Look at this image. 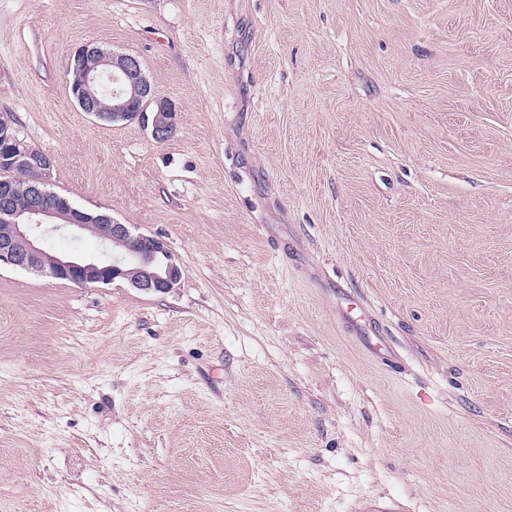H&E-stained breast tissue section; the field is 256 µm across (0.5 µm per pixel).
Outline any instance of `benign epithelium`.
<instances>
[{
    "mask_svg": "<svg viewBox=\"0 0 512 512\" xmlns=\"http://www.w3.org/2000/svg\"><path fill=\"white\" fill-rule=\"evenodd\" d=\"M74 59L69 92L82 111L108 123L136 120L157 142H164L176 133V107L170 100L153 94L138 57L88 44L75 52ZM105 79L115 86L112 94L115 104L108 112L100 111L81 95L83 86ZM19 167L33 171L24 209L15 207L8 180H0V265L45 273L79 286L110 284L121 278L139 290L154 293H167L180 281L181 268L164 240L137 233L132 225L117 223L106 214L91 215L68 199L48 191L51 158L19 141L11 118L1 114L0 172ZM48 224H61L75 232L101 236L118 255L109 264L52 255L40 242L44 226ZM131 257L140 264L134 272L128 269Z\"/></svg>",
    "mask_w": 512,
    "mask_h": 512,
    "instance_id": "benign-epithelium-1",
    "label": "benign epithelium"
}]
</instances>
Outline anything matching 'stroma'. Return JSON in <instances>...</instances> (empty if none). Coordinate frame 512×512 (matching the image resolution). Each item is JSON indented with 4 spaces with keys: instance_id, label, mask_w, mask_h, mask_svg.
Instances as JSON below:
<instances>
[{
    "instance_id": "1",
    "label": "stroma",
    "mask_w": 512,
    "mask_h": 512,
    "mask_svg": "<svg viewBox=\"0 0 512 512\" xmlns=\"http://www.w3.org/2000/svg\"><path fill=\"white\" fill-rule=\"evenodd\" d=\"M1 113L182 276L0 267V512H512V0H0ZM74 59L73 79L68 88L83 112L108 123L137 120L156 142L167 141L176 133V107L170 100L153 94L138 57L88 44L75 52ZM104 79L115 86L112 95L105 93L100 85L90 84L101 83ZM88 84L85 87L87 99L81 95V88ZM92 101L100 109L111 106L112 101L115 104L110 112H102Z\"/></svg>"
}]
</instances>
